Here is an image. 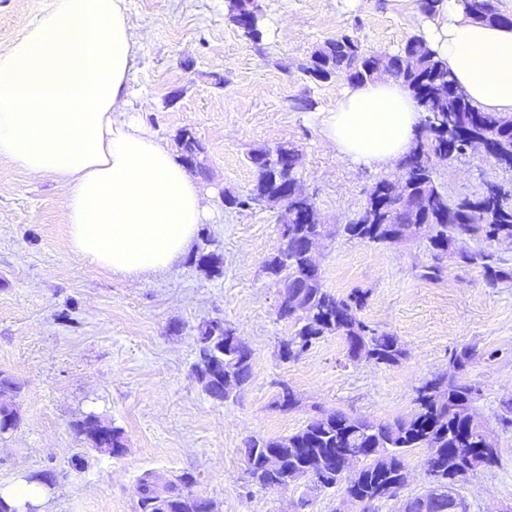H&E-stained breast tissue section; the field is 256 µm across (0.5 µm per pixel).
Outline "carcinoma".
<instances>
[{
  "label": "carcinoma",
  "mask_w": 512,
  "mask_h": 512,
  "mask_svg": "<svg viewBox=\"0 0 512 512\" xmlns=\"http://www.w3.org/2000/svg\"><path fill=\"white\" fill-rule=\"evenodd\" d=\"M469 15L482 23L497 24L501 13L495 0H465ZM251 13L254 28L245 34L249 40L260 37V22L264 17L263 0H228L227 18L237 24L239 15ZM404 66L396 79L410 91H415L418 76L433 72L448 80V68L437 59L422 37H413L403 49ZM394 56L386 53L365 55L362 43L351 35L329 39L316 49L303 70L312 73L320 69L332 77H344L349 82L365 83L389 75ZM424 112L420 132L409 153L418 157L403 169L391 186L399 187L398 200L409 198L426 208L436 219L432 233L453 249L462 264L483 269L489 283L512 280V270L502 266V260L483 249L463 247L466 241L512 239V185L496 182L487 184L481 196L451 202L436 183L432 156L445 147L447 138L434 134L431 124L436 120L464 128L475 107L465 98H450L437 92L421 104ZM489 142L497 149V164L512 169V118L495 113L484 114V122L463 140L459 149L470 142ZM181 156H199L202 144L191 134L180 139ZM257 170V181L245 196H228L227 203L239 208L262 201L269 207L281 204L277 197L278 178L283 174L276 165L288 167V179L297 180L299 150L281 145L275 152L259 149L250 156ZM404 229L407 241L421 238L413 229L411 206L402 205L392 219L375 222L367 209L358 211L349 223L336 229L351 239L387 245L389 234ZM334 232V233H336ZM326 225L281 224L280 237L274 253L266 261L267 273L280 286L277 315L295 327L294 333L280 343V357L296 360L313 344L326 336H339L347 345L348 357L357 361L365 356L377 364L394 366L407 358V349L398 337L381 331L361 318L368 295L353 290L338 297L323 288L321 273L312 259L300 255L295 241L300 236L326 238L334 236ZM197 361L194 373L206 394L216 400L228 399L233 390L243 387L251 375V350L221 319H212L196 337ZM484 358L474 345H465L451 353L450 374H439L416 389L414 412L407 418L370 421L363 417L336 412L314 416L297 432L273 439L251 437L245 442L244 461L250 470L252 483L265 488L286 487L302 477L324 475L327 482L314 485L326 490L344 485L345 470L357 464L347 492L360 499L362 512H379L390 501H399L397 512H451L448 484L479 469L494 467L499 453L494 452L468 463L451 452L453 448H483L487 428L475 403L481 388L469 377V369ZM18 425L17 411L10 403L0 402V434ZM77 437L100 451L115 453L126 447L122 430L89 413L74 424ZM372 443L369 456L360 449ZM424 448L427 455L442 461L437 470L426 469L428 486L417 495L401 496L408 483L406 455ZM193 477L183 474L174 480L161 481L153 472L139 479V512H202V498L184 492Z\"/></svg>",
  "instance_id": "carcinoma-1"
}]
</instances>
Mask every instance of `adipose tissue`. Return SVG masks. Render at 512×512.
Segmentation results:
<instances>
[{
    "instance_id": "1",
    "label": "adipose tissue",
    "mask_w": 512,
    "mask_h": 512,
    "mask_svg": "<svg viewBox=\"0 0 512 512\" xmlns=\"http://www.w3.org/2000/svg\"><path fill=\"white\" fill-rule=\"evenodd\" d=\"M420 33L476 108L512 115V27L444 0ZM133 61L126 0H53L0 52V159L61 183L72 253L137 276L174 266L210 209L197 180L131 112ZM314 119L340 157L381 168L408 152L423 114L388 78L344 87Z\"/></svg>"
}]
</instances>
